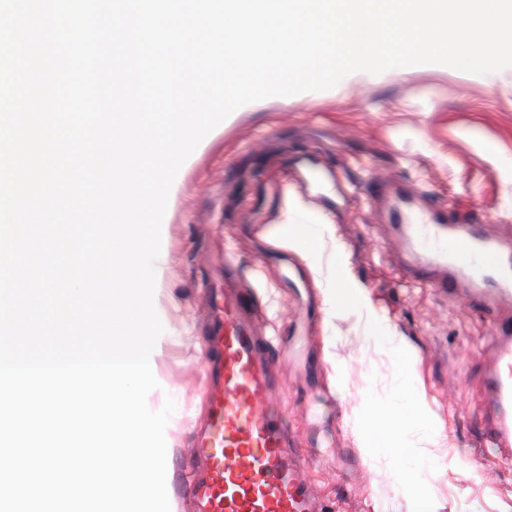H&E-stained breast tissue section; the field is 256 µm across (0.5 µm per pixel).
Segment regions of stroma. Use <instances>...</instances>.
Returning <instances> with one entry per match:
<instances>
[{
	"mask_svg": "<svg viewBox=\"0 0 512 512\" xmlns=\"http://www.w3.org/2000/svg\"><path fill=\"white\" fill-rule=\"evenodd\" d=\"M389 171L461 221L512 224V67L427 64L343 77L231 113L170 189L154 262L164 327L156 359L167 476L193 471L208 416L206 300L232 266L285 387L291 441L330 512H512V467L485 476L479 439L489 318L410 284L394 267L374 173ZM326 231L316 246L270 235L286 208ZM358 306L331 309L339 278ZM438 426V442L427 430ZM413 453L411 489L395 444ZM445 467L432 471L431 458Z\"/></svg>",
	"mask_w": 512,
	"mask_h": 512,
	"instance_id": "stroma-1",
	"label": "stroma"
}]
</instances>
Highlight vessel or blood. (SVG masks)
<instances>
[{
  "instance_id": "vessel-or-blood-1",
  "label": "vessel or blood",
  "mask_w": 512,
  "mask_h": 512,
  "mask_svg": "<svg viewBox=\"0 0 512 512\" xmlns=\"http://www.w3.org/2000/svg\"><path fill=\"white\" fill-rule=\"evenodd\" d=\"M372 186L384 203L387 241L405 276L487 313L494 348L485 374L481 440L497 464L512 463V225L489 232L428 209L424 196L390 173ZM216 377L209 420L193 452L201 469L188 492L194 512H325L288 447L270 364L272 341L258 331L232 278L211 300Z\"/></svg>"
}]
</instances>
